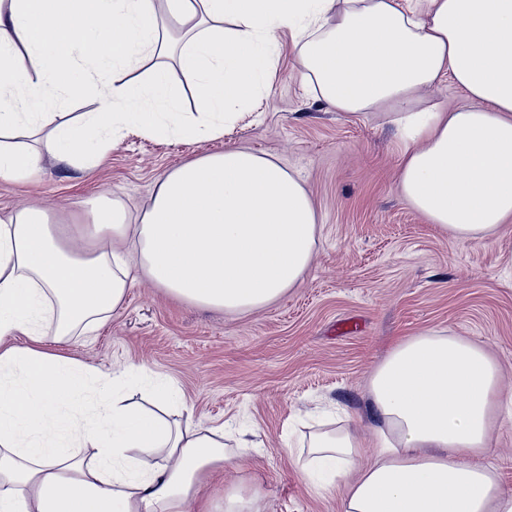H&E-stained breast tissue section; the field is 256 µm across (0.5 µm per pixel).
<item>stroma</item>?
Segmentation results:
<instances>
[{
  "mask_svg": "<svg viewBox=\"0 0 512 512\" xmlns=\"http://www.w3.org/2000/svg\"><path fill=\"white\" fill-rule=\"evenodd\" d=\"M277 41L268 82L223 137L186 144L123 130L98 166L49 163L39 182L0 181V216L38 202L67 218L83 198L106 194L137 217L164 172L225 145L277 159L320 223L314 260L285 296L228 313L141 281L106 325L75 333L59 352L127 373L132 405L151 407L141 377L157 376L194 421L246 432L257 451L245 480L269 512H341L338 494L310 488L289 451L347 426L370 438L365 384L395 339L423 330L468 337L498 359L512 390V223L485 245L429 224L395 189L396 128L377 114L331 110L297 69L287 31Z\"/></svg>",
  "mask_w": 512,
  "mask_h": 512,
  "instance_id": "obj_1",
  "label": "stroma"
}]
</instances>
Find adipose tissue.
<instances>
[{
    "instance_id": "obj_1",
    "label": "adipose tissue",
    "mask_w": 512,
    "mask_h": 512,
    "mask_svg": "<svg viewBox=\"0 0 512 512\" xmlns=\"http://www.w3.org/2000/svg\"><path fill=\"white\" fill-rule=\"evenodd\" d=\"M288 30L297 64L344 115L384 114L402 134L398 194L463 244L512 221V0H0V178L98 164L126 128L215 139L249 103ZM191 82L184 113L173 80ZM453 82L465 105L428 99ZM99 99L61 122L51 95ZM42 135V150L12 142ZM66 222L29 206L0 218V512H266L258 490L209 486L242 469L250 442L126 404L105 377L46 350L106 324L136 279L227 312L268 305L308 269L318 216L275 158L228 145L163 174L139 223L119 199L80 201ZM28 343L13 345L15 336ZM481 345L427 331L398 341L366 400L377 442L315 435L301 471L343 512H512L490 434L512 425V392Z\"/></svg>"
}]
</instances>
